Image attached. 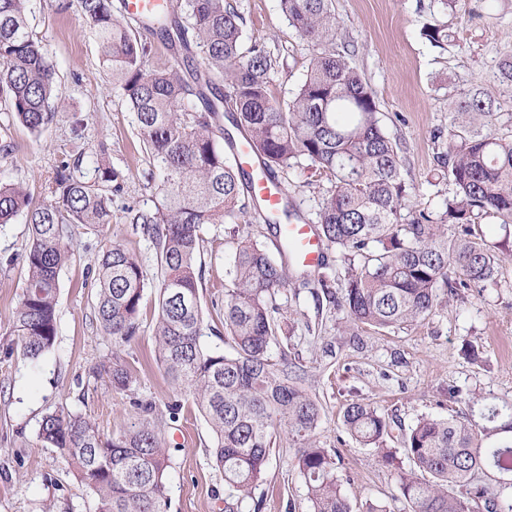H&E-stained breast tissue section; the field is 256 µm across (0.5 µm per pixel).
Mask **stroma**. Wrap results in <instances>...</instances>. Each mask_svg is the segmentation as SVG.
Masks as SVG:
<instances>
[{"label":"stroma","instance_id":"35a3bbf8","mask_svg":"<svg viewBox=\"0 0 512 512\" xmlns=\"http://www.w3.org/2000/svg\"><path fill=\"white\" fill-rule=\"evenodd\" d=\"M245 19L244 43L266 46L278 65L271 93L288 102L303 80L317 46L285 20L279 0H234ZM336 17L356 52L352 62L375 91L381 124L397 142L404 171L415 185L411 206L441 207L448 183L437 158L448 151V103L462 91H480L494 103L492 132L512 138V83L500 74L512 58V0H497L487 12L484 0H466L448 15L455 40L433 47L421 35L431 0H333ZM28 19L57 76L56 112L40 133L0 117V143L14 152L0 161V177L23 183L33 202H41L59 162L79 154L83 171L93 175V158L106 147L123 176L112 195V222L97 235L81 224L67 227L71 257L59 273L57 336L46 355L23 357L13 331L19 297L27 277L29 230L24 217L0 224V512H98V499L57 449L38 436L42 417L65 410L95 424L103 437L137 423L134 400L151 403L169 452L166 473L168 512H224L228 491L212 455L214 438L186 389L175 387L157 363L153 328L158 313L155 286L144 290L140 332L127 342L105 335L95 314L97 287L88 269L105 242L134 252L148 277L157 272L152 240L130 221L129 209L149 210L155 202L151 166L137 137L133 116L106 79L98 47L81 18L58 9L57 0H30ZM83 120L84 137L74 139V120ZM291 204L314 219L326 181L307 169L279 173ZM201 251V306L204 348L232 353L224 335L226 271L240 241L257 240L273 260L280 242L261 211L240 224H207ZM348 265L328 251L325 272L334 277V297L319 296L318 282L286 286L277 296L280 329L270 345L273 361L288 359L297 384L320 408L317 444L339 453L337 475L352 505H384L408 512L390 468L374 449L353 439L344 410L353 402L371 404L390 422L387 445L399 447L402 433L418 418L465 417L484 403L512 404V255L502 254L494 280L485 288L438 290L437 309L417 323L377 331L351 332L338 302L345 295ZM472 345L476 357L463 353ZM120 360L133 382L113 389L101 366ZM182 409L170 415L169 406ZM243 512H313L297 464V447L280 430L264 477Z\"/></svg>","mask_w":512,"mask_h":512}]
</instances>
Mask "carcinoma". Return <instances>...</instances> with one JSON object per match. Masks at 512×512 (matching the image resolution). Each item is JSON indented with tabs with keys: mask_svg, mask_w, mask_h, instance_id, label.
I'll use <instances>...</instances> for the list:
<instances>
[{
	"mask_svg": "<svg viewBox=\"0 0 512 512\" xmlns=\"http://www.w3.org/2000/svg\"><path fill=\"white\" fill-rule=\"evenodd\" d=\"M78 6L112 89L133 112L158 172L155 208L135 212L131 223L142 225L157 248L159 362L174 385L192 393L209 423L216 463L236 498L229 512L251 498L282 427L298 445L314 512H383L371 503L353 510L336 476L337 456L313 439L318 404L293 382L287 359L269 357L278 330L276 296L288 276L258 243H240L224 291V333L235 354L201 345L203 225L237 224L250 207L242 198L241 172L224 158L216 133L226 118L246 133L267 168L310 166L328 177L316 213L318 235L343 259H360L340 307L353 325L388 330L429 316L438 306L439 284L451 286V273L461 288H482L494 278L497 255L474 240L476 220L496 214L505 237L512 236V139L491 131L492 105L477 93L459 94L448 153L441 157L452 189L441 209L408 214L413 185L397 144L381 127L375 92L352 65L354 51L332 0H280L288 24L321 47L285 106L269 89L276 59L262 44L243 49L244 18L233 0H172L159 27L171 46L186 53L199 48L207 71L224 75L223 90L198 71L147 68L150 43L114 14L112 0H78ZM422 35L440 48L452 38L439 20L425 24ZM55 98L53 66L28 30L27 0H0V101L11 120L39 132L53 117ZM82 163L81 153L61 161L37 205L23 184L0 179V224L22 215L30 234L14 329L29 359L54 345L59 272L70 257L65 226L83 224L98 233L112 223L120 173L103 145L94 178L85 176ZM449 224L456 226L451 240ZM94 274L101 330L131 340L140 330L146 271L134 253L110 243L96 257ZM106 374L114 388L131 386L130 372L117 359ZM136 406L140 422L106 440L92 423L63 410L40 422L39 438L92 488L99 512H167V449L149 419L152 405ZM480 416L483 426L418 419L403 442L408 470L385 447L389 423L377 409L353 402L344 425L397 469V489L409 512H512V500L502 498L512 488V407L485 405Z\"/></svg>",
	"mask_w": 512,
	"mask_h": 512,
	"instance_id": "carcinoma-1",
	"label": "carcinoma"
}]
</instances>
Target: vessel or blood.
I'll return each instance as SVG.
<instances>
[{"instance_id": "b4317fda", "label": "vessel or blood", "mask_w": 512, "mask_h": 512, "mask_svg": "<svg viewBox=\"0 0 512 512\" xmlns=\"http://www.w3.org/2000/svg\"><path fill=\"white\" fill-rule=\"evenodd\" d=\"M167 6L168 0H125L127 15L144 21L163 14ZM229 151L248 178L253 201L264 214L281 224L295 264L309 272H317L325 262L326 245L315 227L289 209L282 183L258 161L247 140L232 141Z\"/></svg>"}]
</instances>
